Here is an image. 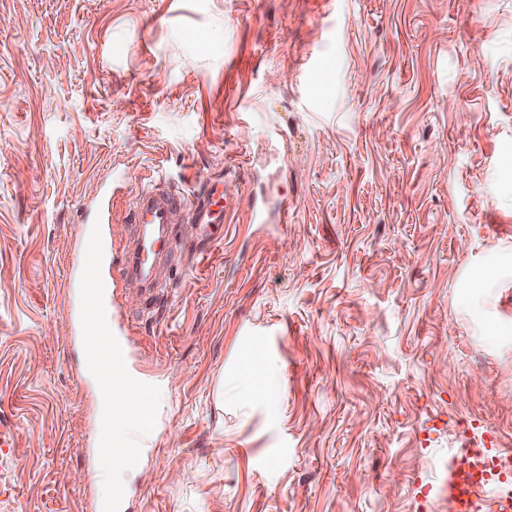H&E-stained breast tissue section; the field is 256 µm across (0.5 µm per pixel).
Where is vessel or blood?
<instances>
[{
  "mask_svg": "<svg viewBox=\"0 0 512 512\" xmlns=\"http://www.w3.org/2000/svg\"><path fill=\"white\" fill-rule=\"evenodd\" d=\"M235 207L236 201L227 194L221 178L209 180L192 200L159 178L141 186L129 207L138 247L125 254L121 269L139 284L145 303H152L159 292L152 279L151 260L172 257V225L184 218L202 227L216 224ZM110 249L103 230L80 232L77 253L81 260L72 267V279L79 287L73 324L86 360L98 367L96 379L101 387L140 393L141 380L127 364L132 340L115 324L112 276L106 271ZM448 498L454 512H480L487 501L495 512H512V453L484 446L453 452Z\"/></svg>",
  "mask_w": 512,
  "mask_h": 512,
  "instance_id": "b4317fda",
  "label": "vessel or blood"
}]
</instances>
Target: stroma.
Returning <instances> with one entry per match:
<instances>
[{"label":"stroma","mask_w":512,"mask_h":512,"mask_svg":"<svg viewBox=\"0 0 512 512\" xmlns=\"http://www.w3.org/2000/svg\"><path fill=\"white\" fill-rule=\"evenodd\" d=\"M151 174L240 207L114 290L164 406L107 486L72 248ZM1 430L0 512H452L449 449L512 450V0H0Z\"/></svg>","instance_id":"35a3bbf8"}]
</instances>
